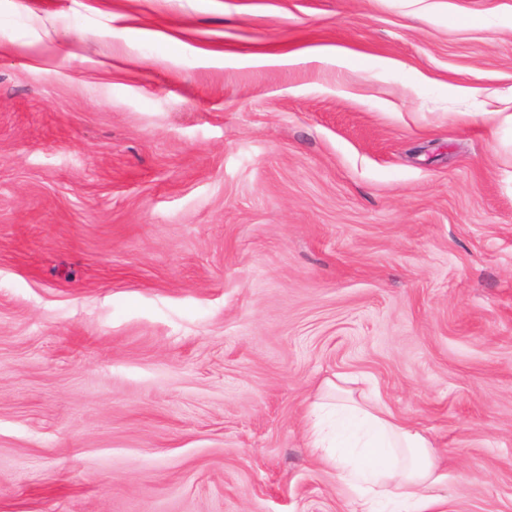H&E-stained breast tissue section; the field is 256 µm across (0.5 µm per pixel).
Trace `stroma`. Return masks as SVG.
Segmentation results:
<instances>
[{
    "mask_svg": "<svg viewBox=\"0 0 512 512\" xmlns=\"http://www.w3.org/2000/svg\"><path fill=\"white\" fill-rule=\"evenodd\" d=\"M497 110L512 0H0V512H353L352 375L512 512Z\"/></svg>",
    "mask_w": 512,
    "mask_h": 512,
    "instance_id": "obj_1",
    "label": "stroma"
}]
</instances>
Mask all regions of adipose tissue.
<instances>
[{"instance_id":"adipose-tissue-1","label":"adipose tissue","mask_w":512,"mask_h":512,"mask_svg":"<svg viewBox=\"0 0 512 512\" xmlns=\"http://www.w3.org/2000/svg\"><path fill=\"white\" fill-rule=\"evenodd\" d=\"M310 445L355 494L357 512H423L441 478L435 449L381 403L366 397L312 404Z\"/></svg>"}]
</instances>
